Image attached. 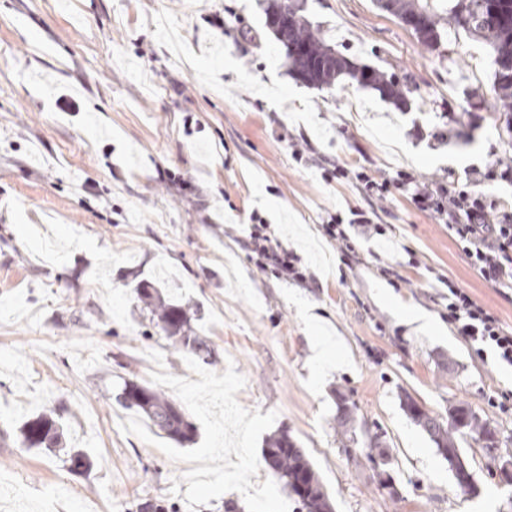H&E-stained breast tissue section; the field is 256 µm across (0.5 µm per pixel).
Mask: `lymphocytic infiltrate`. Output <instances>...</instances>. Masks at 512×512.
Instances as JSON below:
<instances>
[{
    "label": "lymphocytic infiltrate",
    "instance_id": "f902f5d3",
    "mask_svg": "<svg viewBox=\"0 0 512 512\" xmlns=\"http://www.w3.org/2000/svg\"><path fill=\"white\" fill-rule=\"evenodd\" d=\"M412 197L419 210L436 213L446 220L449 235L457 242L481 278L495 288H512V207H498L484 194L458 184L435 188L417 184ZM322 236L336 246L342 263L353 265L359 254L353 235L386 237L383 225L356 213L351 225L327 222ZM238 243L262 273L296 283L314 280L315 275L296 249L280 240L258 213H251ZM439 297L443 316L451 330L462 337L477 356L493 354L502 366L512 367V330L505 329L498 316L468 291L449 279H441Z\"/></svg>",
    "mask_w": 512,
    "mask_h": 512
}]
</instances>
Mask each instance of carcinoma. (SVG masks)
<instances>
[{
	"mask_svg": "<svg viewBox=\"0 0 512 512\" xmlns=\"http://www.w3.org/2000/svg\"><path fill=\"white\" fill-rule=\"evenodd\" d=\"M394 6L395 17L414 22L412 31L419 42L427 47L438 42L436 12L428 4L394 0ZM449 14L457 28L480 38L491 48L496 65L494 89L503 109L504 130L512 136V75L505 73L503 66L512 58V0H453ZM266 25L284 46L291 70L301 82L331 89L337 86L340 77L347 75L358 86L375 90L382 97L404 100L403 92L384 72L369 65H358L336 52L298 12H285L284 0H271ZM135 292L138 299L157 312L161 328L174 347L198 358L211 356L206 341L190 327L187 311L182 305L165 300L160 289L155 287L142 285ZM115 401L179 444L194 439L196 427L183 408L152 387L126 381ZM400 401L404 412L428 436L442 458L455 465L452 472L455 484L466 493H476L472 468L461 451L460 441L469 439L489 448L496 442L495 428L465 403L449 408L448 417L443 418L421 408L408 392L401 395ZM336 422L346 433L355 431L354 412L342 397L336 406ZM62 435V415L53 410L28 419L19 428L24 448H57ZM263 457L284 489L297 497L301 512H334L331 496L320 481L314 464L288 434L282 432L268 438ZM68 462L69 470L74 473H85L93 468L91 458L76 448L69 450Z\"/></svg>",
	"mask_w": 512,
	"mask_h": 512,
	"instance_id": "carcinoma-1",
	"label": "carcinoma"
}]
</instances>
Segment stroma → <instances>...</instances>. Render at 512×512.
Returning a JSON list of instances; mask_svg holds the SVG:
<instances>
[{
	"mask_svg": "<svg viewBox=\"0 0 512 512\" xmlns=\"http://www.w3.org/2000/svg\"><path fill=\"white\" fill-rule=\"evenodd\" d=\"M268 5L0 0V512H137L148 499L169 512H224L220 498L188 510V464L119 427L129 412L110 394L149 383V352L169 374L192 376L137 299L141 279L191 308L214 350L210 371L231 364L245 377L240 405L276 412L273 431L305 451L336 512H512L498 470L512 456V415L488 403L512 389V370L450 330L433 285L454 281L508 329L512 294L487 284L442 218L400 185L405 174L462 185L472 168L512 159L494 56L454 34L446 0L432 48L374 0H302L328 44L382 70L405 101L351 82L320 90L289 71ZM328 160L346 177L326 182ZM362 171L389 182L386 201L363 193ZM360 210L392 240L359 242L360 264L344 270L319 226ZM255 211L316 284L255 270L229 234ZM376 252L398 262L401 287L378 274ZM405 305L437 320L439 334L419 331ZM313 320L344 357L317 381ZM405 392L442 417L468 403L496 428L494 447L461 444L477 494L460 491L404 413ZM340 393L379 436L374 459L337 429ZM51 409L63 412L64 447L87 453L91 471L22 447L19 426Z\"/></svg>",
	"mask_w": 512,
	"mask_h": 512,
	"instance_id": "stroma-1",
	"label": "stroma"
}]
</instances>
